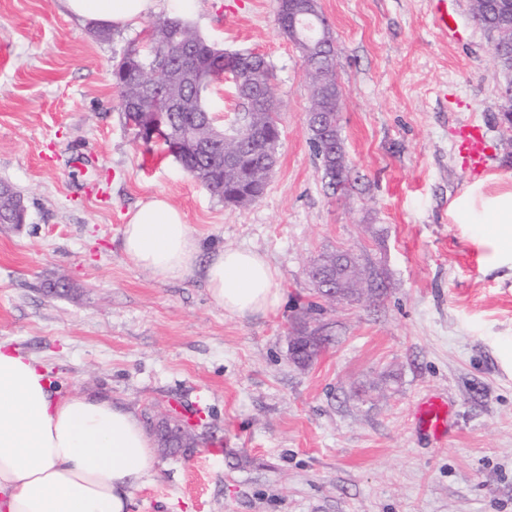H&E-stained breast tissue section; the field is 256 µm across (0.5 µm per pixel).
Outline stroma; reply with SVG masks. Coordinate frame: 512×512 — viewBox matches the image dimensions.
I'll return each mask as SVG.
<instances>
[{"label":"stroma","mask_w":512,"mask_h":512,"mask_svg":"<svg viewBox=\"0 0 512 512\" xmlns=\"http://www.w3.org/2000/svg\"><path fill=\"white\" fill-rule=\"evenodd\" d=\"M161 4L271 63L281 137L269 184L228 206L137 142L112 65L145 48L150 18L103 39L58 0H0V181L27 206L25 224H0V344L37 359L61 394L197 419L196 451L156 452L132 512H512V247L448 212L471 186L512 190V101L470 0L448 4L453 40L431 0H319L351 167L339 194L310 144L303 59L276 0ZM471 122L495 153L479 181L456 149ZM156 194L203 253L264 254L281 273L278 306L229 315L199 276L162 282L127 263L126 214ZM339 250L375 268L383 294L324 302L332 341L297 367L288 336L312 295L308 270ZM61 278L69 292L47 295ZM431 395L450 409L440 442L414 423Z\"/></svg>","instance_id":"1"}]
</instances>
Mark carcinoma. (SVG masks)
I'll return each mask as SVG.
<instances>
[{
  "label": "carcinoma",
  "instance_id": "cac0c4a2",
  "mask_svg": "<svg viewBox=\"0 0 512 512\" xmlns=\"http://www.w3.org/2000/svg\"><path fill=\"white\" fill-rule=\"evenodd\" d=\"M485 2L477 0L475 21L495 36L497 43L512 42V19L505 25L488 18L483 7ZM180 30L190 37L195 45V60L214 74L218 81L224 74V65L236 63L240 67L249 68V55L246 53H228L216 47L214 43L192 30L190 24L180 16L159 17L151 23V48L154 52L143 53L131 48L126 50L112 70L113 80L122 89V105L125 120L134 118L135 113L159 112L162 110L158 99L141 100L140 86L145 80L156 83L162 80L164 68L168 61L177 53V45L171 39L174 30ZM337 60L327 64V74L321 76L315 70H305L310 96H315L318 86L326 81L329 87L323 94V104L328 112L338 114L337 102L341 96L336 94ZM207 109H193L189 112H174L169 115V136L154 140L145 137L138 141L147 150L160 144L163 151L172 156L182 168L193 178L204 185L224 204L236 207L247 206L259 199L268 184L270 175L263 159L277 151L281 137L279 112H249V137L245 141L238 140L233 134L218 130L205 115ZM311 145L316 157L320 160L323 179L327 187L334 190L341 184L348 188L350 169L344 158L342 148L331 146L326 149L320 145L318 128H309ZM191 132L205 142L206 148L194 154L179 155L173 151L174 138ZM237 155L235 166L226 164L227 154ZM323 266L336 272L338 278L346 279L347 292L345 299H374L381 294L375 271L359 262L349 252H344V262L336 263V255L332 254L321 259Z\"/></svg>",
  "mask_w": 512,
  "mask_h": 512
}]
</instances>
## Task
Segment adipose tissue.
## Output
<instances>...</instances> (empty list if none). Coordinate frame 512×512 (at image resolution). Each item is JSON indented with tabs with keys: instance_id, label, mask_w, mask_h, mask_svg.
I'll return each mask as SVG.
<instances>
[{
	"instance_id": "1",
	"label": "adipose tissue",
	"mask_w": 512,
	"mask_h": 512,
	"mask_svg": "<svg viewBox=\"0 0 512 512\" xmlns=\"http://www.w3.org/2000/svg\"><path fill=\"white\" fill-rule=\"evenodd\" d=\"M59 2L78 20L122 28L159 0ZM451 210L459 221L482 214L499 242L512 243V191L468 194ZM122 249L163 282L201 273L225 312L261 313L279 302L280 273L264 256L221 249L200 261L198 238L165 197L128 212ZM154 460V440L135 411L88 394L60 395L35 359L0 348V512H130Z\"/></svg>"
}]
</instances>
